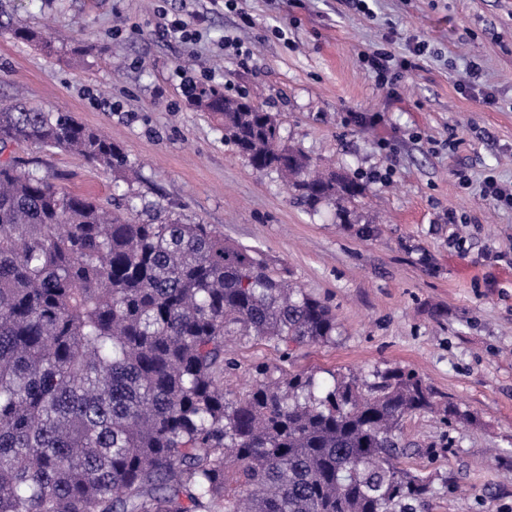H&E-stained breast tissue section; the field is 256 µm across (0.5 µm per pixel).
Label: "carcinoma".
I'll return each mask as SVG.
<instances>
[{
  "instance_id": "1",
  "label": "carcinoma",
  "mask_w": 512,
  "mask_h": 512,
  "mask_svg": "<svg viewBox=\"0 0 512 512\" xmlns=\"http://www.w3.org/2000/svg\"><path fill=\"white\" fill-rule=\"evenodd\" d=\"M224 141L310 210L363 193L313 172L270 112L189 83ZM76 154L127 182L121 149L69 112L0 103V155ZM0 161V512H417L406 416L435 408L411 370L377 381L287 373L224 394V337L327 342L336 316L208 224L144 223Z\"/></svg>"
}]
</instances>
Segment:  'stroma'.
<instances>
[{
	"label": "stroma",
	"instance_id": "1",
	"mask_svg": "<svg viewBox=\"0 0 512 512\" xmlns=\"http://www.w3.org/2000/svg\"><path fill=\"white\" fill-rule=\"evenodd\" d=\"M0 0V99L24 93L70 112L120 146L138 178V216L212 225L336 314L330 342L294 348L231 336L239 395L256 366L371 380L418 373L451 423L415 413L401 427L403 468L431 480L418 512H512V210L479 193L487 173L512 182V0ZM191 21L169 38L160 13ZM248 13L251 25L240 15ZM41 32L49 49L15 39ZM428 53L378 84L358 54L389 28ZM241 43L242 55L225 48ZM275 114L280 135L313 161L356 177L348 216L298 203L274 173L252 170L222 126L181 93L183 74ZM497 103L485 106L483 93ZM26 169L105 208L124 206L112 172L24 143ZM470 179V187L459 183Z\"/></svg>",
	"mask_w": 512,
	"mask_h": 512
}]
</instances>
